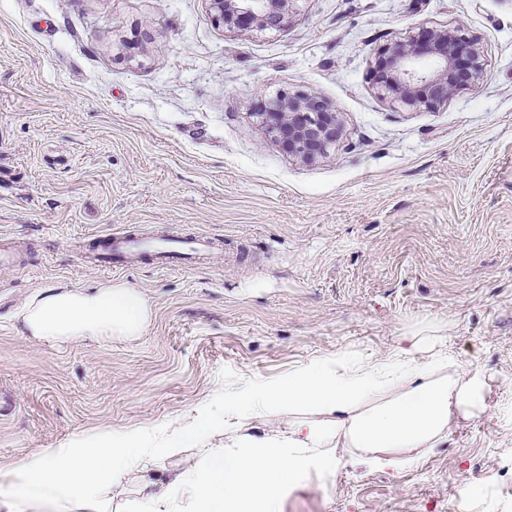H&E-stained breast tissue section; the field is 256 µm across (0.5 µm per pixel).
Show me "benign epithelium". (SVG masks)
I'll return each mask as SVG.
<instances>
[{
	"label": "benign epithelium",
	"mask_w": 512,
	"mask_h": 512,
	"mask_svg": "<svg viewBox=\"0 0 512 512\" xmlns=\"http://www.w3.org/2000/svg\"><path fill=\"white\" fill-rule=\"evenodd\" d=\"M216 24L228 31L279 30L299 12L302 0H205ZM434 69L421 72L419 57ZM480 41L459 27H421L387 45L373 71L379 94L403 108L435 110L482 72ZM259 124L293 157L311 163L326 156L343 136L341 113L315 93L282 92L261 102Z\"/></svg>",
	"instance_id": "benign-epithelium-1"
}]
</instances>
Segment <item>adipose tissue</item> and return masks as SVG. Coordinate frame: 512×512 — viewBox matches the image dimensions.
Segmentation results:
<instances>
[{
  "instance_id": "adipose-tissue-1",
  "label": "adipose tissue",
  "mask_w": 512,
  "mask_h": 512,
  "mask_svg": "<svg viewBox=\"0 0 512 512\" xmlns=\"http://www.w3.org/2000/svg\"><path fill=\"white\" fill-rule=\"evenodd\" d=\"M150 319L144 293L120 282L52 286L20 314L24 334L49 341L133 338ZM436 344L432 336L403 337V368L392 375L375 365L314 366L286 385L226 401L241 418L257 407L282 419L321 415V422L292 426L284 446L269 438L209 447L210 427L201 417L152 435L105 430L0 471V488L11 512H112L113 500L131 482L138 496L126 512H278L281 492L307 467L309 450L329 464L337 449L354 448L368 453L369 464L403 472L418 465L421 449L447 438L454 414L481 396V373L435 354ZM423 352L431 353L430 361H419ZM194 445L202 451L191 468L165 471L166 459Z\"/></svg>"
}]
</instances>
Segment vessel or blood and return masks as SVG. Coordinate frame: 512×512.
Segmentation results:
<instances>
[{"label": "vessel or blood", "mask_w": 512, "mask_h": 512, "mask_svg": "<svg viewBox=\"0 0 512 512\" xmlns=\"http://www.w3.org/2000/svg\"><path fill=\"white\" fill-rule=\"evenodd\" d=\"M96 260L112 263L120 269L135 262L144 252H151L159 266L189 268L201 255L213 248L214 242L206 237H181L145 242L135 234L105 232L97 235Z\"/></svg>", "instance_id": "b4317fda"}]
</instances>
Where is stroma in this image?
Returning <instances> with one entry per match:
<instances>
[{
	"mask_svg": "<svg viewBox=\"0 0 512 512\" xmlns=\"http://www.w3.org/2000/svg\"><path fill=\"white\" fill-rule=\"evenodd\" d=\"M436 25L479 38L480 78L436 111L381 97L378 50ZM281 90L342 114L316 163L253 117ZM130 230L221 248L191 269L82 258ZM0 250L1 469L203 409L214 442L282 437L279 418L225 419V397L434 336L482 371L480 404L411 471L337 449L279 512H512V0H302L263 32L204 0H0ZM111 282L148 298L142 336L23 335L41 288Z\"/></svg>",
	"mask_w": 512,
	"mask_h": 512,
	"instance_id": "obj_1",
	"label": "stroma"
}]
</instances>
